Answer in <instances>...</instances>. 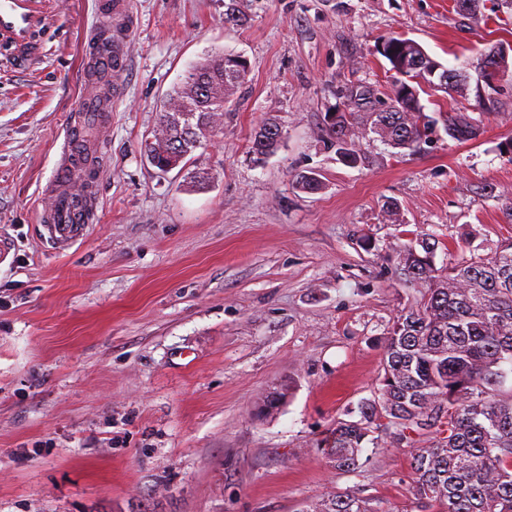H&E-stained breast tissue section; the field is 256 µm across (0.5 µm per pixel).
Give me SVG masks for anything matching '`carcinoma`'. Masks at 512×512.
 I'll list each match as a JSON object with an SVG mask.
<instances>
[{
  "label": "carcinoma",
  "instance_id": "carcinoma-1",
  "mask_svg": "<svg viewBox=\"0 0 512 512\" xmlns=\"http://www.w3.org/2000/svg\"><path fill=\"white\" fill-rule=\"evenodd\" d=\"M248 72L246 60L215 52L187 72L167 95L159 124L145 143L148 161L161 172L186 159L216 130L224 105ZM386 110L341 112L331 122L336 154L348 166L362 161L356 139L374 133L393 149L414 151L442 124L457 139L477 127L464 112L420 111L422 86L398 72ZM377 95L363 85L345 98L361 107ZM281 128L263 124L251 141L261 159L277 150ZM438 241L418 233L396 250L404 281L424 286L385 337L377 397L359 407V419L332 432L329 458L355 473L365 445L391 435L429 432L412 453L421 512H512V235L489 256L471 254L441 267ZM305 512H380L355 492L329 495Z\"/></svg>",
  "mask_w": 512,
  "mask_h": 512
}]
</instances>
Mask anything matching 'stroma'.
Masks as SVG:
<instances>
[{
	"mask_svg": "<svg viewBox=\"0 0 512 512\" xmlns=\"http://www.w3.org/2000/svg\"><path fill=\"white\" fill-rule=\"evenodd\" d=\"M127 2L96 218L62 252L43 237L44 190L88 85L97 0H27L22 47L0 30V240L14 246L0 263V512H305L336 492L418 512L408 439L367 448L354 474L326 449L373 397L384 339L419 296L395 247L433 234L442 264L512 235V0L474 17L454 0ZM389 35L468 75L419 100L479 134L439 129L414 151L371 134L347 166L328 123L351 85L389 90ZM493 48L507 74L488 85ZM215 51L242 55L246 79L185 170L159 172L142 145L160 105ZM272 120L279 147L256 159ZM305 173L318 189L299 187ZM281 128L276 123H264L251 141V151L257 159L265 157L268 153H274L281 139Z\"/></svg>",
	"mask_w": 512,
	"mask_h": 512,
	"instance_id": "obj_1",
	"label": "stroma"
}]
</instances>
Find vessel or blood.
<instances>
[{"label":"vessel or blood","instance_id":"1","mask_svg":"<svg viewBox=\"0 0 512 512\" xmlns=\"http://www.w3.org/2000/svg\"><path fill=\"white\" fill-rule=\"evenodd\" d=\"M99 12L110 32L92 35L85 44V56L90 81L100 89L126 65L129 13L126 0H99ZM30 26L26 0H0L1 30L23 41ZM109 103V98L101 92L86 99L69 126L55 176L45 188L50 201L43 214L45 239L55 247H67L80 240L97 208L100 149L89 134L104 127Z\"/></svg>","mask_w":512,"mask_h":512}]
</instances>
